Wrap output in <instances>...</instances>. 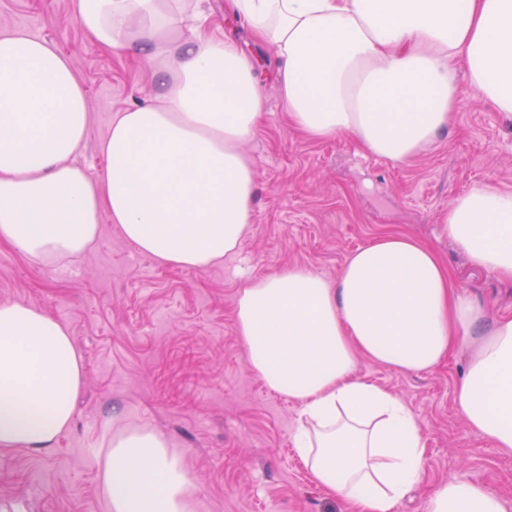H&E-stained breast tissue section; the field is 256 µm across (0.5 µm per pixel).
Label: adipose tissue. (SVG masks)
Returning a JSON list of instances; mask_svg holds the SVG:
<instances>
[{
	"label": "adipose tissue",
	"instance_id": "obj_1",
	"mask_svg": "<svg viewBox=\"0 0 512 512\" xmlns=\"http://www.w3.org/2000/svg\"><path fill=\"white\" fill-rule=\"evenodd\" d=\"M179 0H73L95 41L147 66L153 101L117 113L91 176L85 92L67 59L23 31L0 33V241L45 261L74 256L116 224L164 265L199 268L234 252L252 218L254 169L242 151L265 110L254 59L234 39L185 24ZM276 47L290 124L312 139L352 134L402 161L434 143L463 89L512 117V0H230ZM39 207L36 223L20 204ZM469 262L512 278V192L479 186L442 215ZM236 329L250 368L300 407L293 445L312 481L353 512H394L424 478L412 410L357 372L358 359L427 371L460 345L455 392L466 426L512 451V316L491 315L453 280L431 244L386 233L336 281L302 268L249 279ZM84 364L68 328L0 304V454L51 451L69 429ZM109 512H194L180 455L146 425L113 429L100 471ZM424 512H512L460 475Z\"/></svg>",
	"mask_w": 512,
	"mask_h": 512
}]
</instances>
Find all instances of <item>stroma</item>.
I'll return each mask as SVG.
<instances>
[{
  "label": "stroma",
  "instance_id": "1",
  "mask_svg": "<svg viewBox=\"0 0 512 512\" xmlns=\"http://www.w3.org/2000/svg\"><path fill=\"white\" fill-rule=\"evenodd\" d=\"M200 6L211 35L237 40L261 62L267 110L243 146L256 178L250 229L237 252L194 269L138 252L107 222L80 255L52 263L0 242V303L46 312L84 359L74 419L55 448L0 457V512H109L99 454L115 406L173 443L206 512H348L311 484L293 447L297 404L247 363L234 307L250 278L302 267L332 281L352 252L397 231L435 246L456 283L493 314L512 315V281L473 267L440 235L452 196L481 185L512 192L511 119L464 94L446 130L406 161L364 153L349 134L306 138L288 122L274 47L231 16L226 0ZM4 31L43 38L70 60L87 100L80 160L98 174L113 115L154 94L144 65L87 36L72 0H0ZM468 357L458 349L418 373L358 362L360 375L412 409L427 438L424 479L396 512H422L430 489L459 475L512 500V452L491 447L455 407Z\"/></svg>",
  "mask_w": 512,
  "mask_h": 512
}]
</instances>
